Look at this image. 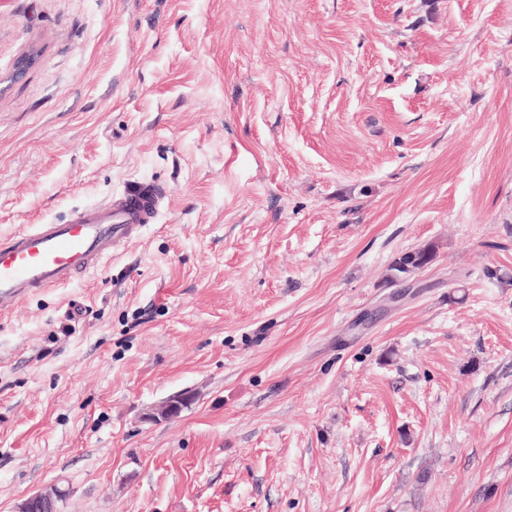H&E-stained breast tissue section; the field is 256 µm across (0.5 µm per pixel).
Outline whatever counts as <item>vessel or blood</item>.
<instances>
[{
    "label": "vessel or blood",
    "instance_id": "vessel-or-blood-1",
    "mask_svg": "<svg viewBox=\"0 0 512 512\" xmlns=\"http://www.w3.org/2000/svg\"><path fill=\"white\" fill-rule=\"evenodd\" d=\"M165 194L160 186L131 185L106 202L73 209L63 221L31 224L0 242V315L37 291L97 271L157 223Z\"/></svg>",
    "mask_w": 512,
    "mask_h": 512
}]
</instances>
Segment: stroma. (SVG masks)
Here are the masks:
<instances>
[{"label": "stroma", "instance_id": "stroma-1", "mask_svg": "<svg viewBox=\"0 0 512 512\" xmlns=\"http://www.w3.org/2000/svg\"><path fill=\"white\" fill-rule=\"evenodd\" d=\"M137 182L0 316V512H512V0H0V238ZM166 189L131 185L104 203L73 209L61 222L30 224L0 242V315L36 291L63 288L97 271L112 254L156 224ZM433 260L430 249H417L401 253L389 266L388 281L396 284ZM64 490L50 488L30 495L18 508V512H58V502L62 501Z\"/></svg>", "mask_w": 512, "mask_h": 512}]
</instances>
